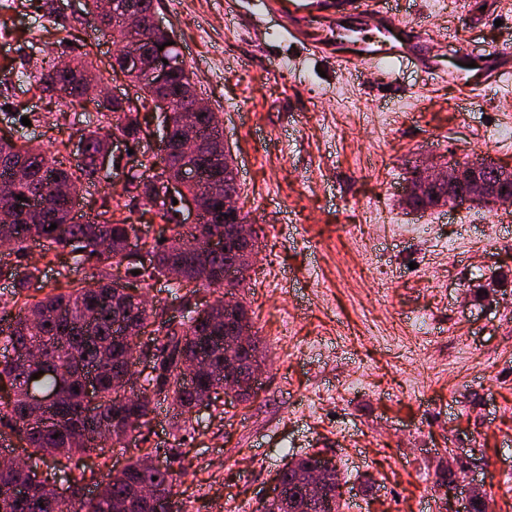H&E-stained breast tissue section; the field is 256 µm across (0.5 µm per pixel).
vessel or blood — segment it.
Masks as SVG:
<instances>
[{"label":"vessel or blood","instance_id":"b4317fda","mask_svg":"<svg viewBox=\"0 0 512 512\" xmlns=\"http://www.w3.org/2000/svg\"><path fill=\"white\" fill-rule=\"evenodd\" d=\"M271 5L285 15L284 29L292 41L301 40L312 20L329 12L335 14L336 29L340 32L352 18L382 13L381 0H271ZM434 46L433 37L416 27L391 25L378 33L366 30L356 36L351 44L352 51L344 60L354 66L381 70L391 67L397 60L412 58L434 71L438 68ZM511 74L512 53L497 50L489 52L477 68L452 65L447 70L448 77L459 88L474 94L483 89L485 80Z\"/></svg>","mask_w":512,"mask_h":512}]
</instances>
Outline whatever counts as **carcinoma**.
Segmentation results:
<instances>
[{"instance_id":"obj_1","label":"carcinoma","mask_w":512,"mask_h":512,"mask_svg":"<svg viewBox=\"0 0 512 512\" xmlns=\"http://www.w3.org/2000/svg\"><path fill=\"white\" fill-rule=\"evenodd\" d=\"M98 0H86L85 13L105 35H112L117 19L103 18L97 13ZM53 59L43 62L31 80L42 89L55 91L62 83L58 96L70 109L84 107V84L96 71L89 54L75 58V71L68 77L56 73ZM189 83L185 70L174 71L171 86L165 93L144 89L157 109L173 112L187 108L181 88ZM105 134L92 132L86 138V149L78 160L64 167L47 156L39 147L34 151L0 145V186L8 188L12 198L13 222L0 224L3 234L13 243L14 252L21 256L27 245L36 243L42 257L55 258L67 254L75 265L94 270L93 285L74 288L67 293H48L40 299H30L27 292L39 281V268L22 261L0 264V278L11 284V298L0 306V446L19 449L35 459L34 468L4 470L0 468V512H154L150 500L136 498L132 487L146 484L167 499L170 496L173 471L167 462L154 468L144 466V457L160 456L169 460L173 449L156 446L145 456L130 459L113 471L106 491L87 495L85 471L74 474L71 461L77 455L99 449L95 435L103 434L112 444L124 447L125 434H135L148 424L152 399H132L126 389L116 383L125 372L141 340L153 345V372L143 378L156 394L171 400L179 431L188 432L192 414L204 393L224 380V328L233 329L240 321H250L244 304H238L235 319L224 322V300L203 308L185 306L177 323L160 319V308L148 305L133 296L116 293L112 281L117 274L139 271L149 279L166 276L172 269L184 278L221 289L224 287V265L236 262L242 245L228 239L224 252H209L206 256L190 254L181 248V241L198 232L215 236L224 232L222 224H181L177 220L180 208L163 203L157 209L171 235L162 242L149 243L148 254L155 263L129 266L123 263L121 252L134 226L123 219L115 221L103 211L99 217L83 223L75 221L73 211L80 187L99 180L95 163L105 138L112 130L121 131L132 141H138L129 124L128 112L117 98L96 102ZM202 145L201 155L193 162L198 181L189 190L198 191L216 177L228 182V189L238 193L240 183L224 173V160L211 154L209 145L223 136L221 124L205 119L198 124ZM22 168L25 175L16 178L14 170ZM24 200L17 199V196ZM425 211L448 205V190L430 186L415 201ZM57 228L50 229L51 224ZM202 355L208 358L210 372L198 381L186 384L179 377L182 359ZM72 366L68 381L59 383L58 363ZM98 372V388L93 399L86 398L84 380L89 371ZM42 372L36 385L46 394L54 395L47 415H34L27 405L30 375ZM78 390H73V387ZM57 438H52V435ZM310 454L293 460L294 466L282 469L285 501L278 512H309L302 495L303 468ZM52 463V469L69 485L71 493L57 498L45 489L40 465ZM24 488L27 497H11L16 488ZM341 483L338 473L328 476L326 498L318 512H340Z\"/></svg>"}]
</instances>
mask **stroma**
I'll return each mask as SVG.
<instances>
[{"instance_id": "obj_1", "label": "stroma", "mask_w": 512, "mask_h": 512, "mask_svg": "<svg viewBox=\"0 0 512 512\" xmlns=\"http://www.w3.org/2000/svg\"><path fill=\"white\" fill-rule=\"evenodd\" d=\"M154 7L224 122L258 245L241 296L266 351L254 395H218L190 437L166 404L150 414V442L182 452L174 490L184 512H256L273 475L304 453L335 459L345 512H457L440 484L450 466L489 512H512V212L400 203L430 158L512 168V78L465 101L411 59L371 73L292 44L266 0ZM383 8L386 22L432 34L443 67L512 49V0ZM84 53L120 96L137 95L83 0H0V68ZM1 108L17 120L0 122V138L35 114L37 144L66 164L99 126L95 105L64 112L57 94L25 83L0 90ZM114 200L137 235L160 233L145 201ZM140 446L80 465L101 483Z\"/></svg>"}]
</instances>
